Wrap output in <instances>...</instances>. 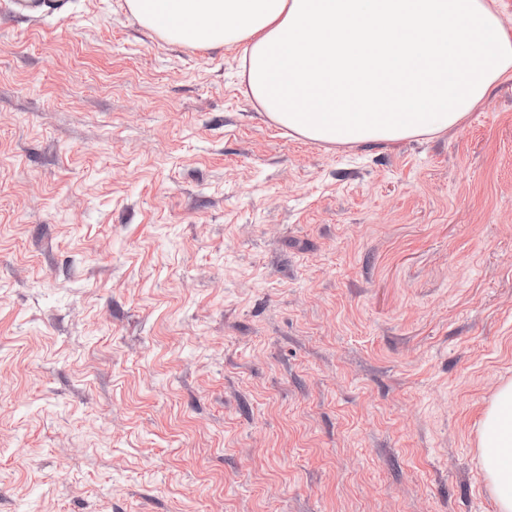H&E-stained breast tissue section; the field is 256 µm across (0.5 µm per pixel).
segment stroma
I'll return each mask as SVG.
<instances>
[{"label":"stroma","mask_w":512,"mask_h":512,"mask_svg":"<svg viewBox=\"0 0 512 512\" xmlns=\"http://www.w3.org/2000/svg\"><path fill=\"white\" fill-rule=\"evenodd\" d=\"M512 79L328 147L125 0L0 11V512H497ZM477 450L497 512H512V381L502 384L489 400Z\"/></svg>","instance_id":"stroma-1"}]
</instances>
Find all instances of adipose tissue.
Instances as JSON below:
<instances>
[{
    "label": "adipose tissue",
    "instance_id": "ef3b65f1",
    "mask_svg": "<svg viewBox=\"0 0 512 512\" xmlns=\"http://www.w3.org/2000/svg\"><path fill=\"white\" fill-rule=\"evenodd\" d=\"M166 42L241 49L247 93L278 125L329 145L459 126L512 75L498 0H126ZM477 450L497 512H512V381Z\"/></svg>",
    "mask_w": 512,
    "mask_h": 512
}]
</instances>
